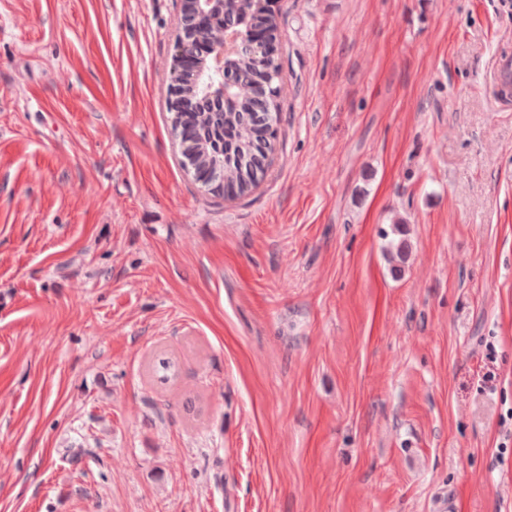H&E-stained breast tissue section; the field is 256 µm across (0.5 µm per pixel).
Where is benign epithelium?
<instances>
[{"label":"benign epithelium","mask_w":512,"mask_h":512,"mask_svg":"<svg viewBox=\"0 0 512 512\" xmlns=\"http://www.w3.org/2000/svg\"><path fill=\"white\" fill-rule=\"evenodd\" d=\"M239 0H179L177 34L170 66V110L180 131L182 153L194 162L196 180L221 181L226 194L237 195L229 170L238 164L225 121L230 103L246 97L278 99L281 72L275 47L277 31L241 27L226 11ZM262 127L265 161L276 150L278 113L255 112Z\"/></svg>","instance_id":"benign-epithelium-1"}]
</instances>
